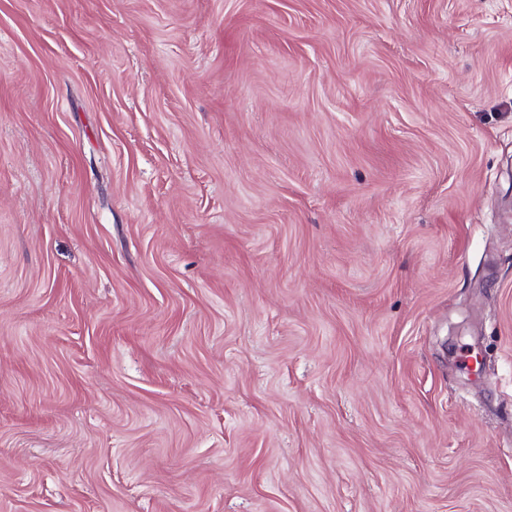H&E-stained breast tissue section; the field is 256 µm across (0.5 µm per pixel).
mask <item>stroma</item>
<instances>
[{"mask_svg": "<svg viewBox=\"0 0 512 512\" xmlns=\"http://www.w3.org/2000/svg\"><path fill=\"white\" fill-rule=\"evenodd\" d=\"M0 512H512V0H0Z\"/></svg>", "mask_w": 512, "mask_h": 512, "instance_id": "obj_1", "label": "stroma"}]
</instances>
